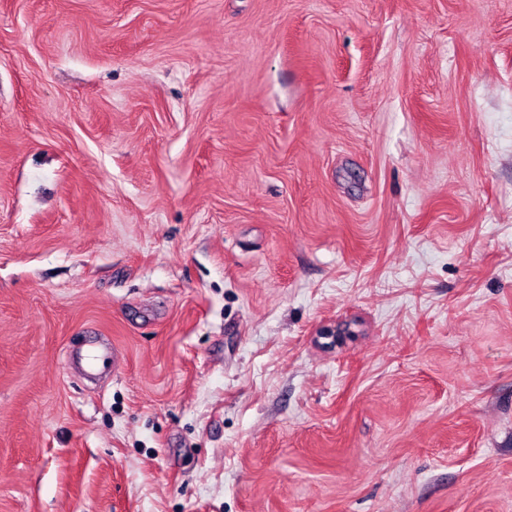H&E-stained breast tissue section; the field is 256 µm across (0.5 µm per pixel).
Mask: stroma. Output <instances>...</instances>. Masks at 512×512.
I'll return each mask as SVG.
<instances>
[{"label":"stroma","mask_w":512,"mask_h":512,"mask_svg":"<svg viewBox=\"0 0 512 512\" xmlns=\"http://www.w3.org/2000/svg\"><path fill=\"white\" fill-rule=\"evenodd\" d=\"M0 512H512V0H0Z\"/></svg>","instance_id":"obj_1"}]
</instances>
